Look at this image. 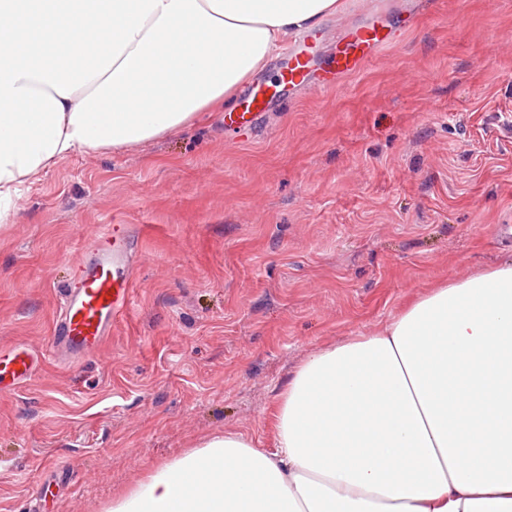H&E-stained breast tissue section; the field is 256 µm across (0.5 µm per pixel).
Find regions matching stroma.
Segmentation results:
<instances>
[{
	"instance_id": "obj_1",
	"label": "stroma",
	"mask_w": 512,
	"mask_h": 512,
	"mask_svg": "<svg viewBox=\"0 0 512 512\" xmlns=\"http://www.w3.org/2000/svg\"><path fill=\"white\" fill-rule=\"evenodd\" d=\"M396 41L246 130L223 113L73 153L0 223V347L39 355L0 393V512H107L216 433L272 445L310 352L512 259V0H403ZM139 241L132 304L94 352L51 347L101 225Z\"/></svg>"
}]
</instances>
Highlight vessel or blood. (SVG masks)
<instances>
[{
	"label": "vessel or blood",
	"mask_w": 512,
	"mask_h": 512,
	"mask_svg": "<svg viewBox=\"0 0 512 512\" xmlns=\"http://www.w3.org/2000/svg\"><path fill=\"white\" fill-rule=\"evenodd\" d=\"M318 34L294 42L287 51L288 64L278 82L255 84L245 91L230 123L253 122L270 104L299 87H331L341 76L355 72L362 63L390 45L392 38L384 26L373 22L341 40L327 70L314 73L312 58ZM139 255L138 243L128 225L105 224L88 244L74 268V284L65 290L60 320L53 338L54 350L81 355L98 348L109 336L113 324L128 308L132 292L133 265ZM38 358L27 346L0 348V391L9 392L29 379Z\"/></svg>",
	"instance_id": "1"
}]
</instances>
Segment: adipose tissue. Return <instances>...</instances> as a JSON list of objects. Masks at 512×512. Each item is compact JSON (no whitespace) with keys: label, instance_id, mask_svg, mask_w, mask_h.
Masks as SVG:
<instances>
[{"label":"adipose tissue","instance_id":"adipose-tissue-1","mask_svg":"<svg viewBox=\"0 0 512 512\" xmlns=\"http://www.w3.org/2000/svg\"><path fill=\"white\" fill-rule=\"evenodd\" d=\"M346 0H0V222L66 156L121 151L234 100ZM107 512H512V261L310 352L272 448L227 431Z\"/></svg>","mask_w":512,"mask_h":512}]
</instances>
